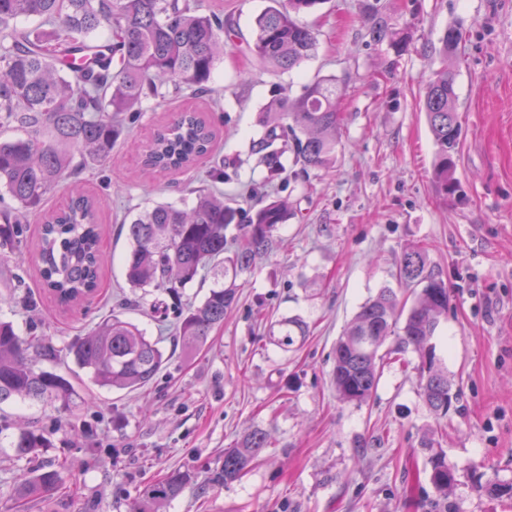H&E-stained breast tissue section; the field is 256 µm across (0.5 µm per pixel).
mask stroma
Instances as JSON below:
<instances>
[{"label": "stroma", "instance_id": "obj_1", "mask_svg": "<svg viewBox=\"0 0 512 512\" xmlns=\"http://www.w3.org/2000/svg\"><path fill=\"white\" fill-rule=\"evenodd\" d=\"M367 0H323L297 17L317 35L313 58L284 74L259 70L243 40L268 0H199L204 14L236 22L209 97L171 95L144 103L123 128L110 161L81 174L97 204L107 257L98 292L64 307L41 286L42 224L24 225L18 250L0 254V321L64 350L111 313L159 339L168 361L157 378L127 393L99 389L73 359L53 371L73 384L79 406L11 400L0 404V512H130L139 490L171 469L206 478L224 450L249 431L270 435L248 472L199 494L188 486L161 512H426L434 497L421 442L433 437L460 482L457 512H512L477 492L475 479L512 481V0H380L390 26L410 37L395 56L368 35ZM467 41L456 67L462 124L455 177L441 197L432 181L434 143L420 108L439 68L444 30ZM336 77L345 94L334 167L298 177L266 172L249 153L257 116L276 94ZM213 114V150L185 172L144 171L146 145L174 113ZM225 162L217 188L253 206L289 200L295 216L281 244L237 278V304L205 347L184 350L174 328H160L163 292L128 287L124 219L170 202L192 206L211 165ZM429 248L431 269L451 293L434 338L457 395L447 414L420 395L415 352L386 365L363 404L337 399L330 385L333 348L360 306L396 287L395 262L414 244ZM295 316L310 327L281 349L267 340L272 322ZM38 430L48 447L16 457L9 442ZM66 463L58 497L15 504L21 473Z\"/></svg>", "mask_w": 512, "mask_h": 512}]
</instances>
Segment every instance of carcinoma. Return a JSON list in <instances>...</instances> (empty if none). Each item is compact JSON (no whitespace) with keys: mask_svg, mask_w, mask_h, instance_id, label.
<instances>
[{"mask_svg":"<svg viewBox=\"0 0 512 512\" xmlns=\"http://www.w3.org/2000/svg\"><path fill=\"white\" fill-rule=\"evenodd\" d=\"M255 18L246 44L262 70L289 72L314 56L317 36L295 15L322 0H269ZM36 22L21 27L18 20ZM235 24L200 12L198 0H0V128L22 136L0 140V201L15 206L0 210V249L13 250L22 220L42 212L49 194L63 178L112 157V145L128 112H138L146 99L159 107L169 93L194 96L213 93L211 74L224 52V36L235 35ZM368 35L390 37L397 55L408 49V38L388 29L373 15ZM465 40L462 28L451 25L440 38L441 66L428 80L422 99L436 147L433 181L443 195L458 191L455 160L461 122L457 112L456 73L450 63ZM341 88L323 77L302 93L269 101L258 116L263 129L251 153L273 180L286 171L285 154L297 171L320 170L336 162ZM210 121L197 112H180L157 129L146 147L144 164L161 171L191 168L213 148ZM295 212L284 199L250 210L224 203L201 190L187 211L173 204L146 209L123 223L130 248L124 276L131 288H155L172 295L195 280H214L204 300L175 309L176 332L182 345L200 349L211 332L224 325V314L237 301L236 278L252 269L257 258L274 251L279 227ZM39 272L44 288L62 303H78L99 288L102 254L95 203L76 190L67 210L43 216L38 243ZM400 287L413 296L411 305L396 291L383 288L361 306L334 348L331 387L346 403L367 402L377 387L386 355L413 349L420 358L419 384L427 406L448 413L455 393L448 372L439 364L433 339L448 315L450 292L428 266V247L415 244L396 262ZM274 342L283 348L309 333L297 318L276 322ZM159 341L118 315L106 318L90 335L77 339L66 356L107 390L136 391L160 373L165 357ZM44 359L59 350L36 336L22 337L10 322L0 321V403L10 399L57 403L69 410L77 392L65 376L38 369L29 350ZM269 445L266 432L254 430L224 450V463L212 481L238 479ZM25 457L45 447L43 435L20 432L11 443ZM429 451L431 483L438 498L432 512H452L449 501L458 484L456 470L444 452L423 441ZM195 480L189 470H172L144 486L132 512H160ZM61 471L41 468L22 476L15 498L29 503L50 499L62 488ZM489 497L512 502V481L475 484Z\"/></svg>","mask_w":512,"mask_h":512,"instance_id":"cac0c4a2","label":"carcinoma"}]
</instances>
